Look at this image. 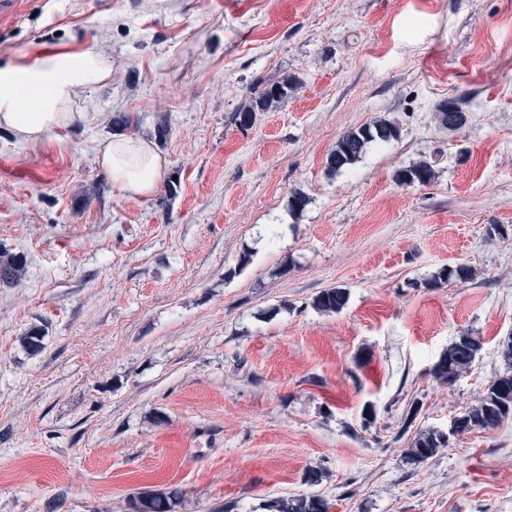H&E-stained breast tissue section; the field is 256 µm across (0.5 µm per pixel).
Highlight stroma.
I'll return each instance as SVG.
<instances>
[{
  "instance_id": "obj_1",
  "label": "stroma",
  "mask_w": 512,
  "mask_h": 512,
  "mask_svg": "<svg viewBox=\"0 0 512 512\" xmlns=\"http://www.w3.org/2000/svg\"><path fill=\"white\" fill-rule=\"evenodd\" d=\"M88 49L112 78L78 119L34 145L0 126V252L26 264L0 286V512H132L172 487L176 512H512V419L449 432L512 370V0H21L0 20V65ZM380 119L397 138L330 172ZM119 132L160 156L153 194L97 163ZM421 159L434 180L399 185ZM457 266L471 279L431 285ZM334 287L344 308L316 310ZM464 333L480 352L437 379ZM432 428L447 446L409 461ZM290 88L288 78L281 82L265 87L257 96L251 98L250 104L237 113L236 120L241 127H249L254 119L255 112L265 111L273 103L278 102L288 94ZM398 136V128L391 122L379 120L367 126L344 133L327 159L330 172L354 164L367 146L374 142H386ZM481 347L479 337L462 334L442 353L434 366V375L446 382L455 380L469 368ZM183 493L179 488L140 492L130 499L133 512H173ZM266 512H329V503L319 495L277 498L266 502Z\"/></svg>"
}]
</instances>
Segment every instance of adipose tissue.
<instances>
[{
  "mask_svg": "<svg viewBox=\"0 0 512 512\" xmlns=\"http://www.w3.org/2000/svg\"><path fill=\"white\" fill-rule=\"evenodd\" d=\"M112 75L110 55L44 52L21 64L0 66V124L28 143L48 138L77 118L73 106L88 88ZM97 162L121 190L151 194L162 175L159 156L145 140L120 134L100 149Z\"/></svg>",
  "mask_w": 512,
  "mask_h": 512,
  "instance_id": "1",
  "label": "adipose tissue"
}]
</instances>
